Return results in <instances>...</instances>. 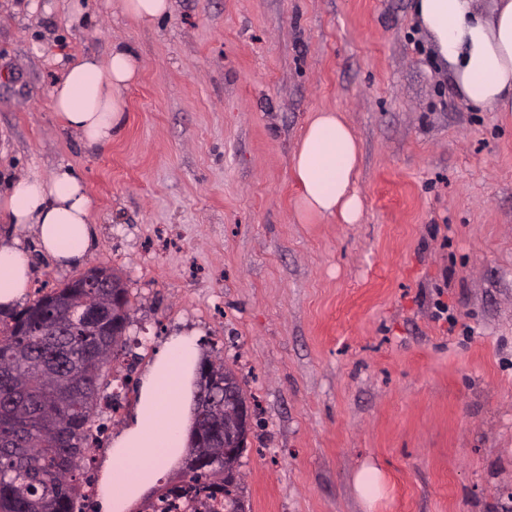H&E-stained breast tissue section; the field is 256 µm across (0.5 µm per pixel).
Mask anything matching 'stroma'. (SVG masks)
<instances>
[{
	"mask_svg": "<svg viewBox=\"0 0 512 512\" xmlns=\"http://www.w3.org/2000/svg\"><path fill=\"white\" fill-rule=\"evenodd\" d=\"M414 5L172 0L142 22L120 0H0V194L66 165L94 203L71 266L0 222L30 260L24 301L104 266L131 302L89 479L186 333L246 393L247 512H512V112L461 101ZM116 43L140 79L93 150L53 109L55 59ZM321 109L360 141L356 224L298 214L293 154ZM369 463L370 509L353 483Z\"/></svg>",
	"mask_w": 512,
	"mask_h": 512,
	"instance_id": "35a3bbf8",
	"label": "stroma"
}]
</instances>
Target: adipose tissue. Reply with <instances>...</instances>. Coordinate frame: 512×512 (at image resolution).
<instances>
[{"mask_svg": "<svg viewBox=\"0 0 512 512\" xmlns=\"http://www.w3.org/2000/svg\"><path fill=\"white\" fill-rule=\"evenodd\" d=\"M415 12L465 104L512 112V0H416ZM131 47L114 45L107 58L78 56L61 62L51 87L53 108L64 127L86 146L103 148L125 124L122 95L138 77ZM358 137L336 109L314 112L293 155L301 217H334L358 223L363 200L356 188ZM92 200L77 174L38 169L14 181L0 198V220L29 224L40 247L62 265L81 260L90 245ZM29 286L26 254L0 241V309L9 311ZM200 354L193 337L166 342L145 371L133 415L112 439L100 483L102 512H125L152 488L164 464L186 451L193 427L194 368Z\"/></svg>", "mask_w": 512, "mask_h": 512, "instance_id": "1", "label": "adipose tissue"}]
</instances>
